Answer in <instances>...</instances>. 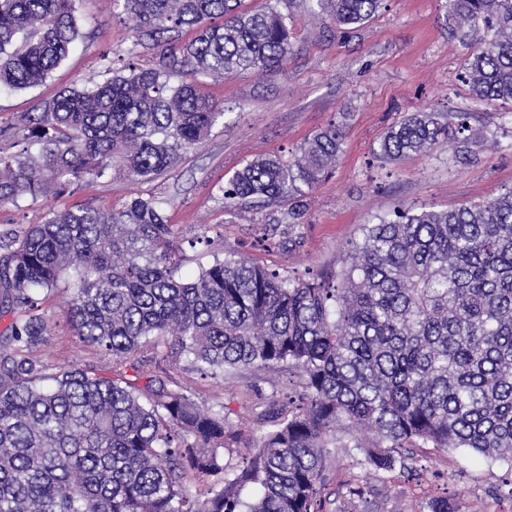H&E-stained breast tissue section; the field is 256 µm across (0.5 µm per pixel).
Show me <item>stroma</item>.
<instances>
[{
  "instance_id": "35a3bbf8",
  "label": "stroma",
  "mask_w": 512,
  "mask_h": 512,
  "mask_svg": "<svg viewBox=\"0 0 512 512\" xmlns=\"http://www.w3.org/2000/svg\"><path fill=\"white\" fill-rule=\"evenodd\" d=\"M443 3L383 0L370 22L347 30L317 15L313 0H277L293 32L287 63L228 79L201 77L203 92L224 105V124L173 169L139 181L116 173L36 205H2L0 234L37 223L51 209L112 210L152 196L168 203L182 276L195 275L214 256L233 254L289 277L308 270L327 277L345 266L364 225L375 217L410 205L451 208L505 192L512 188V103L472 100L459 79L466 51L448 35ZM75 8L80 37L67 58L42 85L0 94V147L8 152L24 147L13 132L21 113L61 89L102 82L105 60H118L132 40L134 22L119 0H75ZM430 109L468 112L472 127L492 147L467 163L444 147L401 162L377 156L389 126ZM332 123L343 132V150L331 175L306 196L307 212L295 229L299 246H292L284 226L271 224L281 206L260 213L246 205L225 209L221 189L236 170L262 156L292 160L308 138ZM70 297L68 283L60 282L49 301L51 333L36 346L35 357L58 367L111 372V356L79 343L67 325L63 312ZM141 371L147 378L170 375L191 388L198 402L223 406L238 436L224 454L234 464L261 434V412L302 391L293 371L203 379L186 361L151 353ZM353 438L354 446L339 449L327 469L324 512H338L339 490L364 473L358 445L369 436L358 431ZM414 458L415 473L369 479L354 512H416L419 502L433 497L463 501L470 512H512V461L440 448L415 449Z\"/></svg>"
}]
</instances>
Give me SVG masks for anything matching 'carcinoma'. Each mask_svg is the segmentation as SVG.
I'll list each match as a JSON object with an SVG mask.
<instances>
[{"label": "carcinoma", "mask_w": 512, "mask_h": 512, "mask_svg": "<svg viewBox=\"0 0 512 512\" xmlns=\"http://www.w3.org/2000/svg\"><path fill=\"white\" fill-rule=\"evenodd\" d=\"M136 23L103 82L65 88L20 115L27 147L0 153V204L69 193L117 168L158 176L224 120L198 77L282 66L291 28L271 0H120ZM383 0H316L338 28L359 27ZM75 0H0V88L35 87L79 32ZM450 37L467 49L476 101L512 102V0H445ZM186 29L196 32L182 40ZM449 145L475 160L494 142L467 112H411L377 155L397 161ZM342 152L331 124L292 162L259 157L222 188L224 207L282 204L304 214ZM164 202L119 210H49L0 237V512H322L337 432L364 428L371 473L410 467V448L468 449L512 460V189L481 203L402 208L364 227L336 276L283 277L233 254L179 275ZM64 314L114 372L32 357L50 332L45 303L63 278ZM186 358L213 379L294 370L302 407L224 462L237 436L177 380L138 385V354ZM134 374H128V370ZM417 512H465L432 498Z\"/></svg>", "instance_id": "1"}]
</instances>
